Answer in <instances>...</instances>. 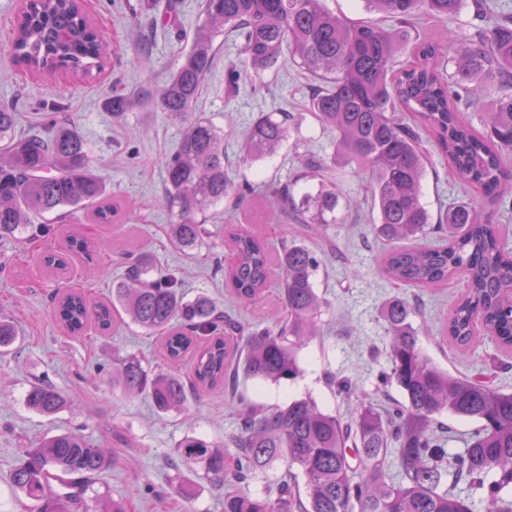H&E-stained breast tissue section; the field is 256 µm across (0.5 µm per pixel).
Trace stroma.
I'll use <instances>...</instances> for the list:
<instances>
[{"mask_svg":"<svg viewBox=\"0 0 512 512\" xmlns=\"http://www.w3.org/2000/svg\"><path fill=\"white\" fill-rule=\"evenodd\" d=\"M201 2L84 0L87 15L111 45L110 57L89 78L54 82L13 62L8 46L23 0H0V105L15 106L25 128L44 127L50 115L76 127L110 198L122 207L120 220L110 226L92 223L78 211L55 224L51 235L33 238L32 227L26 226L0 239V313L14 320L19 333L16 353L0 358V512H29L30 502L11 488L10 474L23 448L65 431L80 432L112 451L111 466L85 478L86 491L72 512H108L116 502L126 512H224L223 489L204 479L198 466L180 460L179 442L187 437L223 442L236 425L241 397L261 408L309 397L323 411L346 412L347 400L327 378H347L364 392L375 390L380 372L388 367L381 353L387 342L381 309L395 295L415 301L419 321L428 323L430 332L419 345L435 365L455 375L490 373L497 386L512 391V350L502 349L483 327L475 328L463 355L440 339L448 311L466 289L463 276L434 290L396 286L383 276L379 262L385 247L368 232L376 211L366 196L362 171L352 167L338 175L339 221L320 231L291 223L266 196L267 184L291 178L299 156L330 152L334 139L308 106L310 90L320 86V78L289 58L268 70L261 86L244 78L233 89L224 80V69L242 65L241 44L225 35L216 38L196 111L217 127H234L235 137L224 143L226 157L235 164L239 181L254 183L255 202L212 209L205 223L208 233L194 250H181L174 242L169 216L158 200L164 192V162L176 150L181 128L155 110L143 91L161 85L180 64L193 31L203 22ZM143 54L151 58L150 69L138 64ZM116 86L136 97L119 118L107 109ZM262 112H289L302 120L276 153L253 168L237 167V138ZM424 145L430 164L421 200L433 216L458 201L480 200L479 189L458 182L432 140ZM249 223L271 248L292 238L318 259L315 286L327 301L323 333L298 352L301 374L295 380L277 385L242 381L233 395L220 388L192 393L180 410L162 413L147 394L128 396L112 384V368L122 357H138L151 373L169 371L155 337L128 321L104 333L93 327L72 336L51 316L55 294L67 289L78 288L97 299L111 296L113 282L124 276L133 254L151 270L174 274L186 299L204 295L243 326H268L269 313L282 306L278 282H270L259 300L240 302L225 295L224 275L215 268L232 256L229 234L234 226ZM72 230L103 241L104 249L93 263L74 261L69 275L45 270L41 254L63 250ZM39 379L67 399L55 416H42L25 402L30 384ZM182 482L191 485L192 500L179 494Z\"/></svg>","mask_w":512,"mask_h":512,"instance_id":"stroma-1","label":"stroma"}]
</instances>
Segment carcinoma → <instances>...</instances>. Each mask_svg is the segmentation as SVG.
Segmentation results:
<instances>
[{
    "instance_id": "1",
    "label": "carcinoma",
    "mask_w": 512,
    "mask_h": 512,
    "mask_svg": "<svg viewBox=\"0 0 512 512\" xmlns=\"http://www.w3.org/2000/svg\"><path fill=\"white\" fill-rule=\"evenodd\" d=\"M473 2L477 24L471 31L450 30L441 42L424 32L413 43L411 63L399 66L404 29L422 14L446 21L465 0H365L369 11L392 20L394 27L373 20L349 23L323 0H203L204 21L190 49L149 97L182 126L177 151L165 163L164 202L175 241L195 247L206 234L198 215L225 202L237 205L247 193L224 166L228 132L194 112L211 70L216 34L224 32L241 41L245 71L256 79L285 53L329 79L328 87L312 95L310 109L336 133L332 151L307 157L293 180L271 187L277 208L293 213L298 224H334L339 196L330 180L347 167L361 169L378 212L371 233L389 246L383 266L388 279L427 288L463 275L467 288L448 317L447 335L463 350L480 324L512 349V250L483 213V206L495 205L503 195L502 153L512 149V16L491 15L483 0ZM10 52L39 74L88 77L104 67L110 48L80 0H26ZM445 58L454 66L450 74L442 67ZM488 80L496 88L491 104L480 107L479 131L461 107L471 105L470 85ZM16 124L15 108L0 106V236L47 215L61 221L78 208L92 210L99 224L119 217L74 127L52 119L46 134L36 128L19 133ZM294 125L292 114L260 113L240 145L238 165L248 168L275 153ZM421 128L432 135L459 181L483 195L481 205L455 204L444 224H430L420 200L430 161ZM303 180L318 181V188L297 198L292 186ZM430 234L439 235L438 244L397 245ZM230 241L235 261L224 271V286L238 300L261 297L278 264L288 310L278 330H244L208 297L187 300L171 276H150L138 258L112 287V298L94 302L71 289L55 299L52 314L68 333L81 335L92 325L109 329L119 307L161 340L169 362L191 355L185 377L151 375L133 356L118 359L112 369V382L123 392L147 393L162 412L180 409L190 390L234 387L241 378L293 381L300 374L297 353L318 335L326 307L313 283L318 260L296 240L274 255L260 235L244 227ZM66 252L90 263L95 244L73 234ZM416 314L415 305L399 295L381 310L389 337V371L381 381L396 384L402 399L379 408L356 386L332 377L330 382L356 399L349 414L325 413L310 399L267 409L244 403L236 432L224 446L187 437L178 446L181 460L227 486L224 512H475V500L455 493L448 477L480 494L488 512H512V392L432 365L418 347ZM17 338L13 322L1 317L0 352H10ZM26 402L46 417L66 404L47 382L33 383ZM443 414L478 423L459 453L445 448L438 429ZM111 464L108 449L67 431L24 449L10 483L34 502L35 512H70L77 495L68 488ZM270 471L275 479L263 494H251L249 484Z\"/></svg>"
}]
</instances>
